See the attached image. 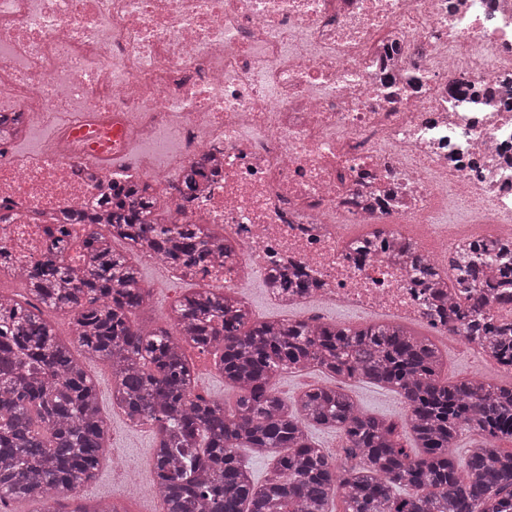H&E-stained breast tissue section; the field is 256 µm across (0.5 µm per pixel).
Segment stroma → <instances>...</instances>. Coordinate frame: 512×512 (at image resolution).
<instances>
[{"label": "stroma", "mask_w": 512, "mask_h": 512, "mask_svg": "<svg viewBox=\"0 0 512 512\" xmlns=\"http://www.w3.org/2000/svg\"><path fill=\"white\" fill-rule=\"evenodd\" d=\"M137 268L142 282L153 293L154 321L160 325L164 324L166 312L178 296L202 286L201 281L191 277H180L177 272L148 259L139 261ZM235 289L249 302L252 316L257 321H300L317 316L324 321L361 327L388 319L387 313L379 311H327L320 314L310 306L275 302L264 286L263 277L259 275H252L237 282ZM410 326L416 332L430 337L437 345L443 356V375L448 380L457 381L468 376L490 375L496 382H507L508 377L505 373L491 372L484 358L449 345L438 329L431 327L427 322L414 320ZM187 357L195 368L196 381L204 395L210 399L224 401L226 407H233L238 391L225 384L223 375L215 369L214 353L191 348L187 351ZM84 367L96 385L101 414L111 427V445L121 449L125 466L139 474L143 489L137 492L114 482L113 461L111 456L107 455L103 457L95 478L82 486L80 494L86 501H122L127 512H153L155 500L145 493L146 487L152 486L155 480L152 434L147 427L131 424L120 410L113 408L112 371L106 361L90 358L85 360ZM346 389L363 411L396 424L402 444L405 448H412L411 434L405 424V407L398 394L360 380L348 381Z\"/></svg>", "instance_id": "obj_1"}]
</instances>
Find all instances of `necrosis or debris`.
<instances>
[{
	"label": "necrosis or debris",
	"mask_w": 512,
	"mask_h": 512,
	"mask_svg": "<svg viewBox=\"0 0 512 512\" xmlns=\"http://www.w3.org/2000/svg\"><path fill=\"white\" fill-rule=\"evenodd\" d=\"M0 127V273L53 236L81 264L61 216L147 182L235 241L216 286L283 264L302 303L427 320L414 256L512 241V0H0ZM216 173L205 160L195 162L183 171L178 183L172 188L183 200L190 201L195 196L199 179L215 176Z\"/></svg>",
	"instance_id": "obj_1"
}]
</instances>
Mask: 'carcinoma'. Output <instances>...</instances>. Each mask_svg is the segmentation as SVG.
Wrapping results in <instances>:
<instances>
[{
    "instance_id": "cac0c4a2",
    "label": "carcinoma",
    "mask_w": 512,
    "mask_h": 512,
    "mask_svg": "<svg viewBox=\"0 0 512 512\" xmlns=\"http://www.w3.org/2000/svg\"><path fill=\"white\" fill-rule=\"evenodd\" d=\"M214 175L195 162L173 190L189 201L199 179ZM103 207L104 222L84 211L66 217L85 225L88 261L75 269L43 257L15 274L21 296L0 295V503L120 512L111 502L55 499L91 481L103 454L96 387L74 356L79 347L109 362L112 403L156 426L153 468L166 512H332L337 496L344 512H512V451L490 444L512 439V385L442 380L439 349L400 323L254 322L244 301L217 288L185 295L168 327L136 325L131 316L151 308L152 292L114 242L194 276L224 265L232 245L205 224L160 220L147 183L111 186ZM418 268L448 289V321L512 362V319L485 310L475 293L480 268L452 255L445 276L421 258ZM265 285L281 294L311 288L302 273L278 267ZM48 311L69 316L70 340L56 338ZM188 345L221 351L215 366L239 391L232 411L190 399ZM308 368L398 393L420 451H407L393 423L361 411L340 385H312L291 402L274 388L277 374ZM311 428L339 431L345 443L322 448ZM464 433L480 445L459 462ZM240 448L270 457L273 478L256 483Z\"/></svg>"
}]
</instances>
